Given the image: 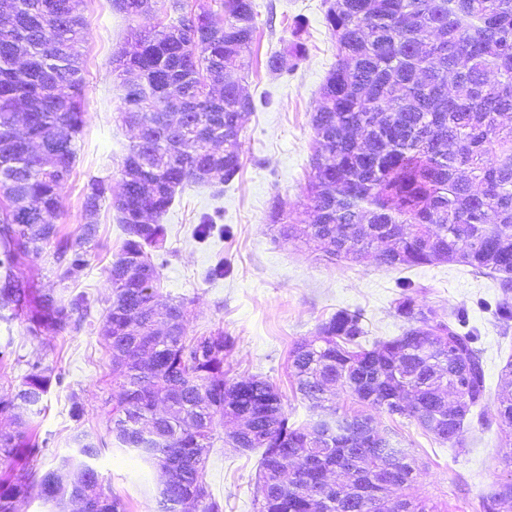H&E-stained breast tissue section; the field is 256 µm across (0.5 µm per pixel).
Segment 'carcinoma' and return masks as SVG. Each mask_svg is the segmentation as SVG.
I'll use <instances>...</instances> for the list:
<instances>
[{"label": "carcinoma", "instance_id": "cac0c4a2", "mask_svg": "<svg viewBox=\"0 0 512 512\" xmlns=\"http://www.w3.org/2000/svg\"><path fill=\"white\" fill-rule=\"evenodd\" d=\"M84 0H0V319H18L38 338L79 330L90 317L69 292L99 246L97 215L112 187L92 178L84 222L68 234L53 222L85 125ZM130 19L158 8L177 14L164 26L136 25L130 55H113L123 80L121 117L136 131L112 206L125 238L108 267L112 303L102 340L112 395L102 405L107 436L80 430L62 464L79 474L39 473L47 451L29 432L52 384L63 375L27 363L17 385L0 391V459L21 466L0 475V512H17L35 493L76 512H127L105 492L91 461L115 446L162 473L160 512H224L204 472L211 448L263 449L254 512H448L410 488L418 458L398 418L441 442L460 444L466 417L487 400L485 364L461 310L439 319L400 283L395 316L407 327L368 339L362 314L339 309L316 334L294 342L289 372L314 417L295 425L268 380L226 379L234 346L218 328L189 333L191 302L163 296L155 262L168 252L156 222L177 192L216 188L241 170L240 139L256 110L242 81L253 51V0H116ZM336 64L312 116L315 151L302 209L270 207L290 239L332 262H359L374 242L387 269L459 264L499 281L495 317L512 321V0H325ZM50 249L61 292L44 293L17 275ZM358 408L336 407V390ZM498 428L512 437V360L501 370ZM389 483L378 496L371 491ZM512 501V479L478 497L479 512Z\"/></svg>", "mask_w": 512, "mask_h": 512}]
</instances>
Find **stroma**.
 Instances as JSON below:
<instances>
[{"label": "stroma", "mask_w": 512, "mask_h": 512, "mask_svg": "<svg viewBox=\"0 0 512 512\" xmlns=\"http://www.w3.org/2000/svg\"><path fill=\"white\" fill-rule=\"evenodd\" d=\"M256 40L244 86L256 102L242 134V169L222 194L200 185L177 193L160 222L167 229L169 252L161 270V290L172 298L192 300L189 328L199 334L223 329L235 346L225 362L228 378H267L284 396L285 409L296 423L309 419L305 402L296 398L287 375L288 351L299 339L314 335L317 325L339 309L361 312L369 336L388 339L402 333L392 302L396 284L409 279L418 286L419 303L433 306L440 319L463 309L467 326L478 334L489 395L500 388V373L512 359V331L502 332L484 305L497 294L494 281L448 263L409 269H385L374 259L331 263L302 242L282 238L270 223L272 200L283 209L305 201L309 164L314 152L311 116L319 89L336 63V49L326 27L324 0H254ZM83 62L86 79V124L79 138L75 169L62 192L58 219L66 232L83 221L82 198L90 179L120 184L121 162L133 132L120 117L123 89L112 67L113 55L126 47L132 21L112 0H84ZM302 43L301 58L288 57ZM275 54L288 69L276 74L267 67ZM220 214L221 232L195 238L204 216ZM100 245L74 292L88 299L92 322L80 331L33 338L23 323L0 320V349L11 357L0 364V387L18 383L27 363L41 361L65 375L44 400L33 420L38 438L50 439L39 459L40 471L60 468L73 455L77 427L68 414L71 395L86 409L84 429L105 433L100 407L112 388L106 379L110 357L100 338L103 316L111 303L107 267L122 241V230L110 204L99 214ZM224 259V276L207 280V269ZM405 447L415 449L422 471L414 492L446 503L448 512H475L476 496L502 478L494 467L502 446L493 404L483 418L467 417L461 445L448 447L404 425ZM260 450L239 452L217 443L209 454L205 480L224 501V512H253L252 498ZM104 486L122 497L128 512H158L160 479L133 452L109 448L93 462Z\"/></svg>", "instance_id": "obj_1"}]
</instances>
